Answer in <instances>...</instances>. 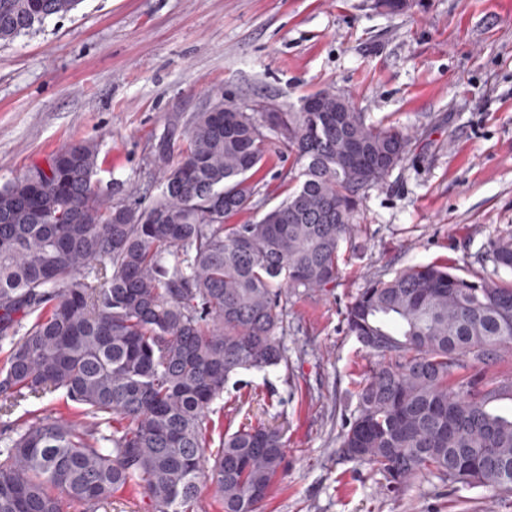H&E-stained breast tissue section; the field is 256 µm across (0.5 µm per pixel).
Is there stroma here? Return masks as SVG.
<instances>
[{
	"label": "stroma",
	"instance_id": "obj_1",
	"mask_svg": "<svg viewBox=\"0 0 512 512\" xmlns=\"http://www.w3.org/2000/svg\"><path fill=\"white\" fill-rule=\"evenodd\" d=\"M325 89L408 129L409 153L362 195L335 287L289 298L287 366L232 378L216 430L283 425L288 471L263 512H512V496L432 476L387 490L339 448L374 361L347 334L346 305L414 265L490 273V240L512 231V0H410L399 14L373 0H82L0 43V185L88 140L102 194L131 203L159 191L158 138L174 130L183 147L187 118L217 98L288 110ZM291 164L269 152L265 206L284 198ZM51 411L78 415L56 393L8 418L22 428Z\"/></svg>",
	"mask_w": 512,
	"mask_h": 512
}]
</instances>
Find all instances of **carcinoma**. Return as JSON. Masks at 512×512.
<instances>
[{
    "mask_svg": "<svg viewBox=\"0 0 512 512\" xmlns=\"http://www.w3.org/2000/svg\"><path fill=\"white\" fill-rule=\"evenodd\" d=\"M83 0H0L11 42ZM186 145L159 139L160 192L114 203L93 183L91 141L65 144L0 186V338L26 330L0 366V399L60 392L84 419L0 426V512H84L119 492L148 512H191L203 485L224 512H262L287 465L279 427H244L209 450L210 406L243 371L288 364V291L339 278L361 195L407 157L409 133L367 122L349 98L316 111L226 112L186 120ZM292 156L285 198L248 224L268 145ZM474 279L427 264L376 279L347 305L352 336L377 357L340 436L347 458L400 489L420 474L512 494V378L482 369L512 349V234L490 242ZM473 374L451 382L465 365ZM116 422L101 431V421Z\"/></svg>",
    "mask_w": 512,
    "mask_h": 512,
    "instance_id": "obj_1",
    "label": "carcinoma"
}]
</instances>
